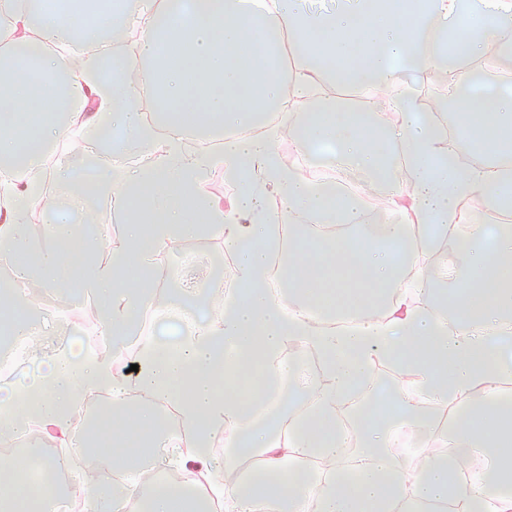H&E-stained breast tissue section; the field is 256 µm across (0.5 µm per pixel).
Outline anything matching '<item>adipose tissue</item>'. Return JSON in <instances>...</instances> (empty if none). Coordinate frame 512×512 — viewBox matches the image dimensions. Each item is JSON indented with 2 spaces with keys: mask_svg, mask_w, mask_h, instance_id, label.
I'll return each mask as SVG.
<instances>
[{
  "mask_svg": "<svg viewBox=\"0 0 512 512\" xmlns=\"http://www.w3.org/2000/svg\"><path fill=\"white\" fill-rule=\"evenodd\" d=\"M336 0L307 18L303 0H125L124 14L96 0H70L49 11L36 0H0V191L14 198V215L0 221V316L10 322L0 356L12 340L30 338L34 370L0 386V446L19 440L22 453L0 457V506L17 502L18 476L30 460L44 467L37 512H58L68 498L78 512H193L213 502L217 466L232 468L263 454L264 465L224 489L229 512H512V394L498 387L512 376V225L494 230L473 223L472 211L512 212V93L469 92L470 72L449 66L442 44L459 33L458 58L501 68L497 51L512 45V0ZM135 31L125 49L117 29ZM86 30L90 51L76 52L74 34ZM292 55V72L270 68L268 53ZM23 55L26 76L6 64ZM347 62L352 85L388 95L400 123L388 114L355 113L326 105L333 66ZM410 66L436 79L470 115L460 136L496 161L462 163L455 138L429 119H417L416 95L402 72ZM316 101L303 120V100ZM91 109L86 127L80 112ZM166 115L168 140L159 143L144 111ZM388 130L371 138L368 126ZM81 128L87 144L108 143L110 176L95 180L96 197L124 203L125 232L79 236L74 224L43 225L27 236L21 219L47 211L53 199L30 183L45 159ZM122 129L126 140L113 139ZM223 134L221 158L187 153L183 133ZM301 148L335 146L339 168L368 174L389 187L392 202L407 201V219L380 228L384 248L352 235L363 223L360 194L288 172L274 136ZM238 188L228 208L204 202L203 182L216 167ZM282 209L267 205L270 190ZM471 203L465 211L463 203ZM418 224L441 235L468 225L452 251L461 263L438 280L460 283L435 309L430 280L407 244ZM222 240L236 261L230 282L209 317L162 340L141 337L130 355L84 340L53 348L58 320L29 293L80 288L91 301L103 341L127 335L154 309L165 277L154 259L176 252L200 234ZM287 254L273 269L271 260ZM279 277L287 304L269 287ZM384 294L375 308L369 289ZM333 315L336 325L324 323ZM315 348L322 378L299 362L281 363L288 342ZM395 360L417 377V392L391 398L400 426L424 434L434 452L419 458L397 452L395 434L363 421L338 423L342 397L371 386L374 358ZM139 366L126 373L128 362ZM310 394L308 408L289 414L293 395ZM110 401L107 425L133 452L97 444L99 464L61 487L66 449L82 432L81 407ZM176 405L175 418L160 411ZM228 452L216 461L210 443ZM356 454H349L351 444ZM467 452L469 473L450 468L440 447ZM191 466L186 480L168 485L146 479L127 485L122 475L160 467L170 457Z\"/></svg>",
  "mask_w": 512,
  "mask_h": 512,
  "instance_id": "ef3b65f1",
  "label": "adipose tissue"
}]
</instances>
